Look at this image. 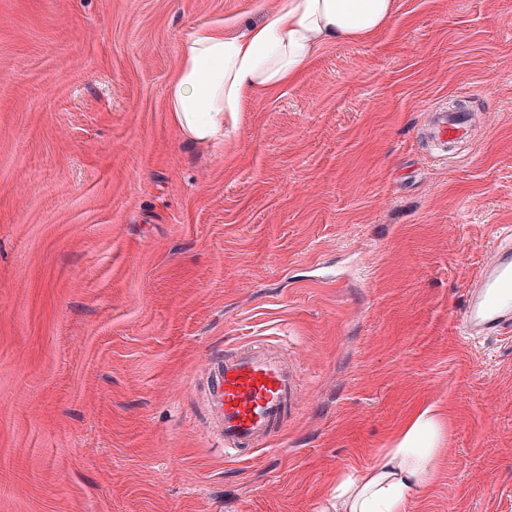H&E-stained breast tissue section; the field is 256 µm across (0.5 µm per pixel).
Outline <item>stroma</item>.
I'll list each match as a JSON object with an SVG mask.
<instances>
[{"mask_svg":"<svg viewBox=\"0 0 512 512\" xmlns=\"http://www.w3.org/2000/svg\"><path fill=\"white\" fill-rule=\"evenodd\" d=\"M278 0H0V512H318L422 406L405 512H512V331L457 321L512 228V0H397L219 143L167 106L198 26ZM465 101L439 155L430 108ZM299 376L287 453L225 459L195 385Z\"/></svg>","mask_w":512,"mask_h":512,"instance_id":"1","label":"stroma"}]
</instances>
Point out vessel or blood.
Returning <instances> with one entry per match:
<instances>
[{"mask_svg": "<svg viewBox=\"0 0 512 512\" xmlns=\"http://www.w3.org/2000/svg\"><path fill=\"white\" fill-rule=\"evenodd\" d=\"M467 132L457 113L433 108L427 136L447 145ZM512 326V239L501 242L479 269L459 323L466 336H489ZM209 421L224 456L240 460L280 445L295 407L296 369L285 348L253 341L211 358L205 372Z\"/></svg>", "mask_w": 512, "mask_h": 512, "instance_id": "b4317fda", "label": "vessel or blood"}]
</instances>
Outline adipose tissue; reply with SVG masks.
<instances>
[{"label": "adipose tissue", "mask_w": 512, "mask_h": 512, "mask_svg": "<svg viewBox=\"0 0 512 512\" xmlns=\"http://www.w3.org/2000/svg\"><path fill=\"white\" fill-rule=\"evenodd\" d=\"M395 12L396 0H279L239 29L198 26L181 46L168 108L191 140H220L250 99L285 83L323 45L363 39ZM443 422L435 407L419 410L392 447L337 483L321 512H404L409 495L435 475Z\"/></svg>", "instance_id": "obj_1"}]
</instances>
